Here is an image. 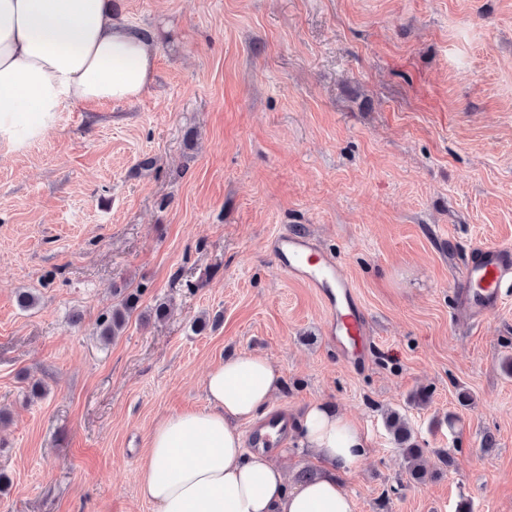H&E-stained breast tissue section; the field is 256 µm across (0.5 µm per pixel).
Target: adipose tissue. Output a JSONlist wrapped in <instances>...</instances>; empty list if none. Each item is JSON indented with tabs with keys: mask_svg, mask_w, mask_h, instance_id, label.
<instances>
[{
	"mask_svg": "<svg viewBox=\"0 0 512 512\" xmlns=\"http://www.w3.org/2000/svg\"><path fill=\"white\" fill-rule=\"evenodd\" d=\"M153 74L150 40L113 17L108 0H0V138L40 136L67 104L132 100ZM203 388L206 406L166 416L151 432L140 494L154 512H356L341 476L368 442L343 414L307 408L296 432L322 468L293 484L238 429L264 416L281 388L269 360H221Z\"/></svg>",
	"mask_w": 512,
	"mask_h": 512,
	"instance_id": "1",
	"label": "adipose tissue"
}]
</instances>
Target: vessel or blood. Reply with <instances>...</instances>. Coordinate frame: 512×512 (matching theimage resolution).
<instances>
[{"label":"vessel or blood","instance_id":"b4317fda","mask_svg":"<svg viewBox=\"0 0 512 512\" xmlns=\"http://www.w3.org/2000/svg\"><path fill=\"white\" fill-rule=\"evenodd\" d=\"M273 262L291 278L312 288L322 301L327 320L325 335L338 355L347 356L356 341L368 334L365 309L344 269L343 260L309 235L284 234L271 245ZM460 309L479 321L496 310L512 290V248L481 246L457 273ZM288 425L279 418L259 423L250 434L253 448L269 447L271 440H286Z\"/></svg>","mask_w":512,"mask_h":512}]
</instances>
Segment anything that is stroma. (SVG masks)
I'll return each mask as SVG.
<instances>
[{
    "label": "stroma",
    "mask_w": 512,
    "mask_h": 512,
    "mask_svg": "<svg viewBox=\"0 0 512 512\" xmlns=\"http://www.w3.org/2000/svg\"><path fill=\"white\" fill-rule=\"evenodd\" d=\"M111 2L153 39L148 89L0 139V512H153L155 423L244 353L279 372L273 408L323 402L367 436L343 478L357 512H512V292L477 324L455 282L472 247L512 246V0ZM285 230L344 257L361 369L271 260ZM120 289L141 299L107 342ZM386 427L394 441L405 451L408 470L416 479H423L428 473V462L422 448L412 441V433L406 419L398 412H390L386 417Z\"/></svg>",
    "instance_id": "35a3bbf8"
}]
</instances>
